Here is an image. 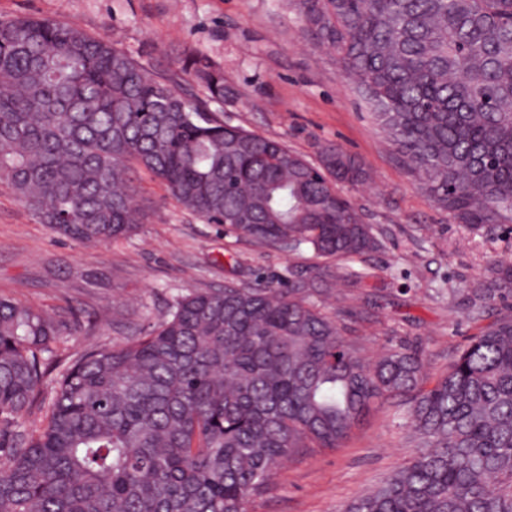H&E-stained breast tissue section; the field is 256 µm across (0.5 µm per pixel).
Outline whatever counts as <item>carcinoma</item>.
Instances as JSON below:
<instances>
[{
  "label": "carcinoma",
  "instance_id": "cac0c4a2",
  "mask_svg": "<svg viewBox=\"0 0 512 512\" xmlns=\"http://www.w3.org/2000/svg\"><path fill=\"white\" fill-rule=\"evenodd\" d=\"M297 7L429 199L474 230L512 224V0ZM179 63L151 70L53 18L0 20V181L83 243L134 229L145 173L269 248L351 259L380 246L337 191L368 180L354 157L329 143L315 165L224 123L210 109L228 95L224 68L186 48ZM181 73L206 98L183 94ZM354 277L191 291L143 334L68 363L51 318L0 297V512H245L284 460L341 447L405 395L424 451L345 512H512V267L468 288L472 308L496 297L508 314L430 389L419 353L371 360L317 304Z\"/></svg>",
  "mask_w": 512,
  "mask_h": 512
}]
</instances>
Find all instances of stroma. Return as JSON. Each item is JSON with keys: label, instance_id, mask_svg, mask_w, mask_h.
Segmentation results:
<instances>
[{"label": "stroma", "instance_id": "1", "mask_svg": "<svg viewBox=\"0 0 512 512\" xmlns=\"http://www.w3.org/2000/svg\"><path fill=\"white\" fill-rule=\"evenodd\" d=\"M50 17L112 41L159 71L179 68L185 47L224 68L226 124L285 143L317 162L321 145L355 155L371 178L341 193L372 224L381 248L336 261L311 249L278 251L206 223L150 176L136 183L137 227L87 244L39 223L0 182V297L64 322L59 354L109 349L163 321L188 291L274 283L314 267L358 273L344 302L322 299L347 338L375 358L421 350L423 386L481 330L499 302L470 310L468 288L492 263L512 265V230L476 232L436 207L398 161L334 50L319 47L292 0H0V19ZM397 399L373 411L338 448H307L285 461L247 512H345L347 505L420 453Z\"/></svg>", "mask_w": 512, "mask_h": 512}]
</instances>
